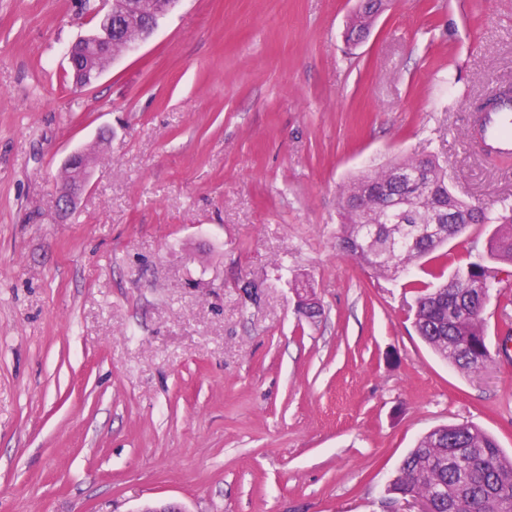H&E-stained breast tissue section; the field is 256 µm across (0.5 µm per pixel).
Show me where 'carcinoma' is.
I'll use <instances>...</instances> for the list:
<instances>
[{
    "label": "carcinoma",
    "mask_w": 512,
    "mask_h": 512,
    "mask_svg": "<svg viewBox=\"0 0 512 512\" xmlns=\"http://www.w3.org/2000/svg\"><path fill=\"white\" fill-rule=\"evenodd\" d=\"M127 0H112L113 9L124 13L126 30L136 32L163 15L158 0H137L138 8L126 7ZM349 19V33H363L370 25L372 7ZM418 171L432 183L430 207L443 206L450 213L445 236L439 241L403 243L378 255L357 249L366 220L354 204L356 197H375L373 224H390L392 196L407 192L396 184L394 172ZM340 244L361 266L379 278H393L416 266L472 224H492L487 257L493 266L472 261L457 268L435 287H416L410 311L420 338L449 366L469 373L493 360L486 341L484 299L501 283V274L512 268V203L505 196L499 208L470 204L449 188L446 172L435 155L404 157L386 168L362 172L345 185L340 203ZM392 489L403 495L424 498L432 512H512V456L499 448L496 440L479 427L451 424L424 434L402 461Z\"/></svg>",
    "instance_id": "obj_1"
}]
</instances>
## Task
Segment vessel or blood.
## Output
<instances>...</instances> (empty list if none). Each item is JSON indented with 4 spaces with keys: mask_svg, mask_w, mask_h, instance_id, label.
Masks as SVG:
<instances>
[{
    "mask_svg": "<svg viewBox=\"0 0 512 512\" xmlns=\"http://www.w3.org/2000/svg\"><path fill=\"white\" fill-rule=\"evenodd\" d=\"M494 103L486 111L476 113L467 140L475 141L483 152L512 155V94L492 93Z\"/></svg>",
    "mask_w": 512,
    "mask_h": 512,
    "instance_id": "obj_1",
    "label": "vessel or blood"
}]
</instances>
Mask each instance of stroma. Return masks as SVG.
<instances>
[{
    "label": "stroma",
    "instance_id": "1",
    "mask_svg": "<svg viewBox=\"0 0 512 512\" xmlns=\"http://www.w3.org/2000/svg\"><path fill=\"white\" fill-rule=\"evenodd\" d=\"M355 6L177 0L78 89L68 51L106 0H0V512H403L386 488L428 431L512 455V279L484 312L494 360L462 373L413 326L426 273L336 245L370 165L432 153L460 199L512 196V159L465 133L512 84V0H391L354 47ZM491 232L451 240L444 273ZM64 164L72 170V180L60 188L61 210L68 209L76 196L88 187L91 176L90 167L85 165L79 153L71 154Z\"/></svg>",
    "mask_w": 512,
    "mask_h": 512
}]
</instances>
